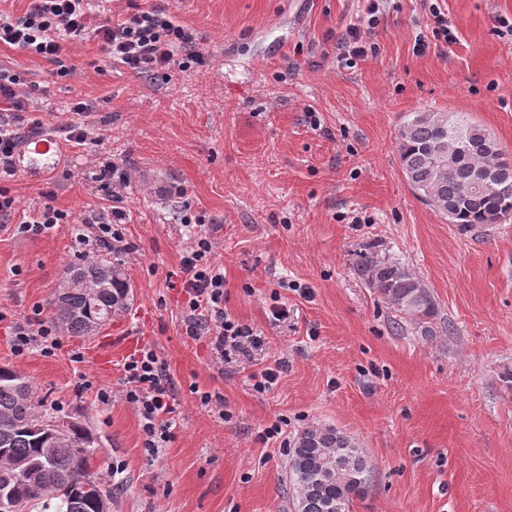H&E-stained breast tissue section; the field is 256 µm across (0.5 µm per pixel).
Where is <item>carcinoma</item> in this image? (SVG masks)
Listing matches in <instances>:
<instances>
[{
  "label": "carcinoma",
  "mask_w": 512,
  "mask_h": 512,
  "mask_svg": "<svg viewBox=\"0 0 512 512\" xmlns=\"http://www.w3.org/2000/svg\"><path fill=\"white\" fill-rule=\"evenodd\" d=\"M512 155L483 127L456 112H416L400 130V163L413 194L459 232L512 217ZM495 165L498 181L472 182L473 168ZM371 284L400 313V319L436 335L437 311L422 282L401 263L366 265ZM66 303L52 320L71 336H87L93 325L131 300V284L112 261L83 256L65 268ZM57 417L42 410L28 379L0 366V512L42 508V512H97L99 497L116 498L114 487L93 469L101 449L76 424L68 445L49 433ZM295 512H348L350 501L367 491L371 466L356 443L332 429L305 430L290 458Z\"/></svg>",
  "instance_id": "cac0c4a2"
}]
</instances>
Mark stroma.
<instances>
[{"label": "stroma", "mask_w": 512, "mask_h": 512, "mask_svg": "<svg viewBox=\"0 0 512 512\" xmlns=\"http://www.w3.org/2000/svg\"><path fill=\"white\" fill-rule=\"evenodd\" d=\"M433 4L455 41L419 55ZM159 7L193 31L206 66L140 75L100 66L95 41L67 44L72 73L51 82L42 118L57 131L77 119L73 103L96 101L77 119L86 140L49 179L11 184L18 213L50 192L79 223L107 204L90 190L92 162L126 173L133 301L104 332L16 360L13 321L48 306L83 248L65 224L0 231V366L93 437L101 473L122 486L112 512H294L291 453L259 439L281 421L289 439L333 429L366 455L371 484L349 512H512V219L460 233L414 196L399 156L404 121L432 111L466 113L512 150V0H385L372 28L368 0H97L94 16ZM355 23L369 52L349 62L340 39ZM200 234L224 270L225 312L261 338L221 361L184 336L186 294L167 280ZM370 257L421 280L447 330L397 323L368 282ZM124 325L174 384V437L154 457L129 404L97 401L123 361L100 365L94 351ZM278 363L277 385L257 392L253 374Z\"/></svg>", "instance_id": "obj_1"}]
</instances>
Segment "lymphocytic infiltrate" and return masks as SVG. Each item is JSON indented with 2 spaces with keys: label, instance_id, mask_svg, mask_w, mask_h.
<instances>
[{
  "label": "lymphocytic infiltrate",
  "instance_id": "lymphocytic-infiltrate-1",
  "mask_svg": "<svg viewBox=\"0 0 512 512\" xmlns=\"http://www.w3.org/2000/svg\"><path fill=\"white\" fill-rule=\"evenodd\" d=\"M96 41L102 52L101 61L118 63L139 74L179 66L183 57L198 66H205L206 57L193 48L192 32L176 23L171 13L161 10L143 11L120 20H94L89 0H28L23 15L0 13V46L39 56L58 67V75H68L61 55L66 43ZM33 84L7 67H0V113H9V120H0V223L13 225L17 234L41 236L57 225L70 222L69 214L56 207L53 200L44 201L30 216L14 220L16 199L8 185L18 176L13 167V152L26 130L39 128L33 118ZM95 191L107 192L111 201L108 210L96 213L91 228L74 225L76 241L83 246L105 247L123 254L131 249L124 233L125 211L122 207L128 185L125 173L105 162L93 177ZM187 295L183 317L185 336L208 338L217 355L243 352L259 345L260 338L249 325L233 320L224 313V273L212 260V243L198 237L194 246L183 253L177 272ZM42 306H34L14 326L13 354L26 356L38 351L42 356H55L62 347V329L44 317ZM171 380L157 352L143 347L129 355L123 363L121 390L112 393L101 388L97 400L107 405L113 396H120L138 414L142 448L147 455H156L172 437L175 427L174 407L170 402Z\"/></svg>",
  "mask_w": 512,
  "mask_h": 512
}]
</instances>
